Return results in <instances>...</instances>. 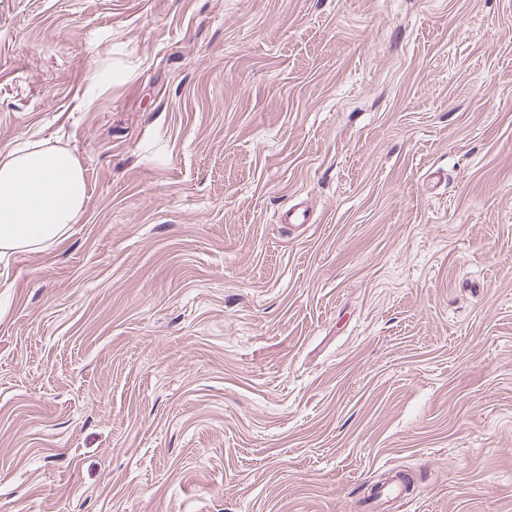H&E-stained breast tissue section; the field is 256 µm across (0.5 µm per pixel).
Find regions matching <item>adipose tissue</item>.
<instances>
[{"mask_svg":"<svg viewBox=\"0 0 512 512\" xmlns=\"http://www.w3.org/2000/svg\"><path fill=\"white\" fill-rule=\"evenodd\" d=\"M87 197L82 163L59 140L21 137L0 150V260L65 238Z\"/></svg>","mask_w":512,"mask_h":512,"instance_id":"1","label":"adipose tissue"}]
</instances>
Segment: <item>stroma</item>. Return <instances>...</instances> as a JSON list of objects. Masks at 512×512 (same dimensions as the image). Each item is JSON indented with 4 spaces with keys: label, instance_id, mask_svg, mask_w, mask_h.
I'll use <instances>...</instances> for the list:
<instances>
[{
    "label": "stroma",
    "instance_id": "35a3bbf8",
    "mask_svg": "<svg viewBox=\"0 0 512 512\" xmlns=\"http://www.w3.org/2000/svg\"><path fill=\"white\" fill-rule=\"evenodd\" d=\"M47 135L90 197L0 262V512H512V0H0Z\"/></svg>",
    "mask_w": 512,
    "mask_h": 512
}]
</instances>
